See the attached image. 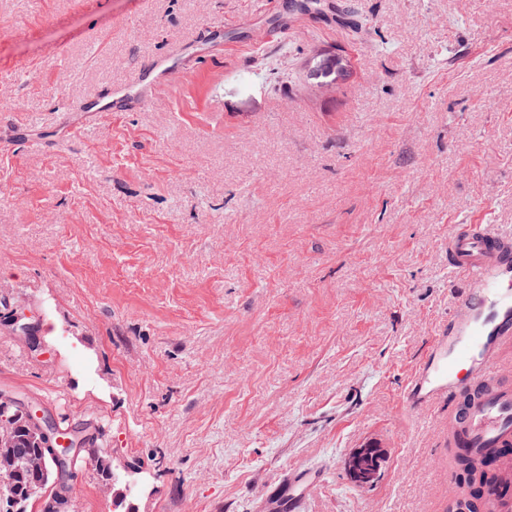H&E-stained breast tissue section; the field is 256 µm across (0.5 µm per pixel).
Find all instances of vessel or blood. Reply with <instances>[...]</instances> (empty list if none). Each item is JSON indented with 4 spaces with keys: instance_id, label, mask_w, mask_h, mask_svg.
Listing matches in <instances>:
<instances>
[{
    "instance_id": "b4317fda",
    "label": "vessel or blood",
    "mask_w": 512,
    "mask_h": 512,
    "mask_svg": "<svg viewBox=\"0 0 512 512\" xmlns=\"http://www.w3.org/2000/svg\"><path fill=\"white\" fill-rule=\"evenodd\" d=\"M171 75L157 60L133 83L104 81L96 95L78 105L68 132L80 133L84 119L99 113L146 108ZM448 265L470 287L414 366L402 404L412 411L447 407L449 447L480 455L512 446V374L502 363L506 349H512V234L492 224L454 225ZM315 480L307 470L289 477L290 508H297Z\"/></svg>"
}]
</instances>
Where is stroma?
<instances>
[{
	"label": "stroma",
	"mask_w": 512,
	"mask_h": 512,
	"mask_svg": "<svg viewBox=\"0 0 512 512\" xmlns=\"http://www.w3.org/2000/svg\"><path fill=\"white\" fill-rule=\"evenodd\" d=\"M304 2L0 0V285L45 342L0 332V390L97 422L114 479L80 464L70 512H282L297 469V512H448V411L401 394L451 226L512 232V0ZM173 69L163 61H154L143 68L131 84H112L106 79L98 93L87 98L76 107V118L67 127V133L80 134L83 118L94 114L112 112H138L146 108L156 90L168 82ZM385 450L374 444L356 449L348 458L346 472L349 479L358 486L369 488L378 479ZM316 481V475L310 471L302 470L288 478V504L290 508H298L303 498L304 490Z\"/></svg>",
	"instance_id": "stroma-1"
}]
</instances>
